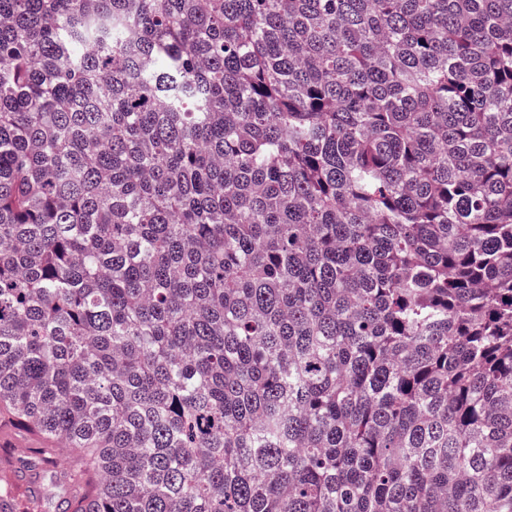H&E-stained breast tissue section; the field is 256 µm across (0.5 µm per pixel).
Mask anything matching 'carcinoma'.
<instances>
[{"label": "carcinoma", "mask_w": 512, "mask_h": 512, "mask_svg": "<svg viewBox=\"0 0 512 512\" xmlns=\"http://www.w3.org/2000/svg\"><path fill=\"white\" fill-rule=\"evenodd\" d=\"M16 428L0 512H512V0H0ZM7 439L9 440V447L7 453L9 454L10 461L13 465H18V461L26 458L31 454L32 448L38 447L39 442L35 440L32 435L24 430H15ZM23 448L24 450H20Z\"/></svg>", "instance_id": "obj_1"}]
</instances>
